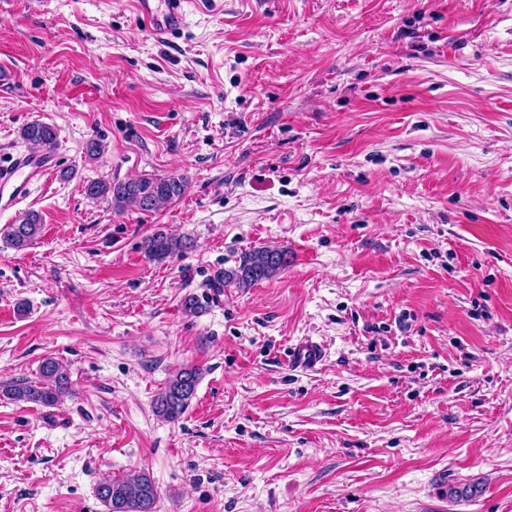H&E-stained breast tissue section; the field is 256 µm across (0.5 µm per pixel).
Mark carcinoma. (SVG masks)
<instances>
[{"instance_id": "cac0c4a2", "label": "carcinoma", "mask_w": 512, "mask_h": 512, "mask_svg": "<svg viewBox=\"0 0 512 512\" xmlns=\"http://www.w3.org/2000/svg\"><path fill=\"white\" fill-rule=\"evenodd\" d=\"M21 137L34 151L48 150L57 144L56 129L42 122L23 127ZM187 188L186 177L170 174L112 183L94 181L85 186V192L91 200L109 201L119 211L156 213L181 198ZM42 228V216L29 211L12 224L0 225V239L18 251L24 250L37 239ZM188 248V242L163 231L148 234L141 241L145 257L155 262H162ZM287 263V250L256 247L241 256L237 267L217 272L212 287L218 293L230 285L251 288L277 275ZM202 376L203 370L195 365L179 368L157 393L153 404L155 414L167 421L180 419L196 395ZM70 393L69 371L54 358L43 360L37 379L0 386V395L7 400L43 407L57 406ZM97 498L104 512H156L159 493L150 473L141 471L103 480L97 487Z\"/></svg>"}]
</instances>
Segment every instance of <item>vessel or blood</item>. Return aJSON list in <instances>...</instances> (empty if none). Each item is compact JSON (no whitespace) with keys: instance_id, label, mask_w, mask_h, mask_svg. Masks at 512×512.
Masks as SVG:
<instances>
[{"instance_id":"obj_1","label":"vessel or blood","mask_w":512,"mask_h":512,"mask_svg":"<svg viewBox=\"0 0 512 512\" xmlns=\"http://www.w3.org/2000/svg\"><path fill=\"white\" fill-rule=\"evenodd\" d=\"M187 0H134L137 18L158 40L179 30L186 18ZM57 166L54 154L44 152H18L0 154V211L17 207L28 196L33 184L44 180ZM321 345L302 340L288 349L291 367L311 370L323 359Z\"/></svg>"}]
</instances>
